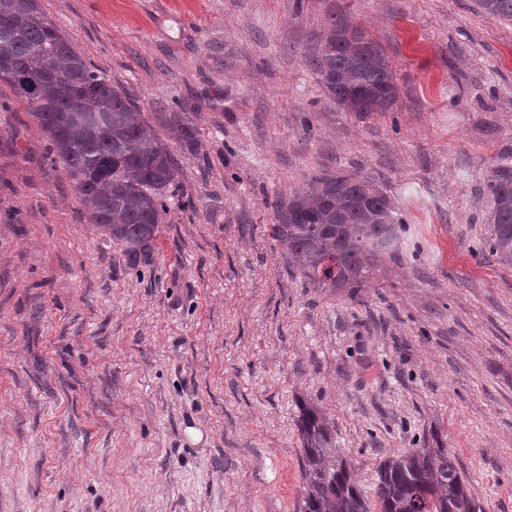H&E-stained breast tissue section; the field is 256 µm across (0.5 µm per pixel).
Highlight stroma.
<instances>
[{
  "mask_svg": "<svg viewBox=\"0 0 512 512\" xmlns=\"http://www.w3.org/2000/svg\"><path fill=\"white\" fill-rule=\"evenodd\" d=\"M40 4L174 180L130 266L0 84V512H302L305 402L366 494L387 456L439 446L485 512H512V267L488 250L512 21L475 0ZM335 18L387 54L389 110L327 96ZM327 172L377 183L405 226L357 288L314 287L271 236L274 204ZM180 114V112H172L167 124L174 132L176 142L188 150H193L198 143L195 127L192 123L184 120Z\"/></svg>",
  "mask_w": 512,
  "mask_h": 512,
  "instance_id": "35a3bbf8",
  "label": "stroma"
}]
</instances>
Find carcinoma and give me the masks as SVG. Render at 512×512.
I'll use <instances>...</instances> for the list:
<instances>
[{"instance_id": "cac0c4a2", "label": "carcinoma", "mask_w": 512, "mask_h": 512, "mask_svg": "<svg viewBox=\"0 0 512 512\" xmlns=\"http://www.w3.org/2000/svg\"><path fill=\"white\" fill-rule=\"evenodd\" d=\"M479 10L512 21V0H476ZM316 68L328 96L367 117L397 100L392 66L379 44L333 20ZM52 144L93 228L135 266L151 259L164 199L173 179L169 148L129 99L93 70L44 14L39 0H0V83ZM177 143L197 145L193 124L168 118ZM490 251L512 265V168L496 170ZM402 222L389 196L356 174L325 173L304 194L275 206L271 236L317 288H356L368 268L400 239ZM303 512H485L446 448H413L379 464L374 499L333 452L332 427L311 403L301 406ZM379 510H374V504Z\"/></svg>"}]
</instances>
